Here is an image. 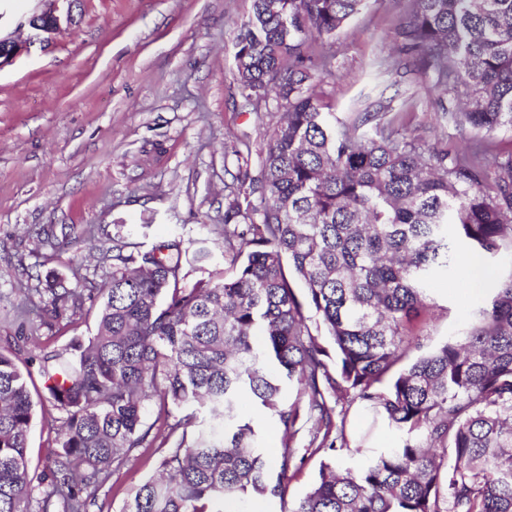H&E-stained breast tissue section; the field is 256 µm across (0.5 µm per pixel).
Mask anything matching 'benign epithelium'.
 Here are the masks:
<instances>
[{
    "label": "benign epithelium",
    "mask_w": 512,
    "mask_h": 512,
    "mask_svg": "<svg viewBox=\"0 0 512 512\" xmlns=\"http://www.w3.org/2000/svg\"><path fill=\"white\" fill-rule=\"evenodd\" d=\"M36 5L17 22V29L28 35L18 40L12 35L0 34V69L12 64L18 57L37 45L51 43L74 22L73 8L77 0H34Z\"/></svg>",
    "instance_id": "benign-epithelium-1"
}]
</instances>
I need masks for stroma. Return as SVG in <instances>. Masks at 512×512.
Instances as JSON below:
<instances>
[{
  "mask_svg": "<svg viewBox=\"0 0 512 512\" xmlns=\"http://www.w3.org/2000/svg\"><path fill=\"white\" fill-rule=\"evenodd\" d=\"M405 5L371 0L340 32L325 100L344 116L388 99L426 144L464 151L468 133L439 112L424 76L374 66L394 59ZM250 11L251 0H78L72 26L0 69V345L31 333L61 351L94 335L95 306L56 320L40 290L51 274L101 287L114 225L129 229V254L181 239L187 282L223 268L225 195L271 121L245 107L237 81L235 25ZM202 248L205 264L192 257ZM458 282L430 284L427 347L464 330L487 296ZM56 416L37 404L31 477L54 447ZM154 469L137 455L114 471L98 494L102 512H119Z\"/></svg>",
  "mask_w": 512,
  "mask_h": 512,
  "instance_id": "1",
  "label": "stroma"
}]
</instances>
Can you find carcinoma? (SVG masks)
<instances>
[{
    "instance_id": "obj_1",
    "label": "carcinoma",
    "mask_w": 512,
    "mask_h": 512,
    "mask_svg": "<svg viewBox=\"0 0 512 512\" xmlns=\"http://www.w3.org/2000/svg\"><path fill=\"white\" fill-rule=\"evenodd\" d=\"M368 5L252 0L238 81L246 105L277 121L258 172L228 194L224 270L185 282L175 239L113 256L102 288L48 280L54 317L95 299L97 328L39 358L62 417L36 487L29 373L0 348V512H93L114 470L163 447L159 476L121 512L284 503L301 424L322 460L288 512H512V270L433 349L412 326L462 248L512 256V159L495 176L486 162L512 131V0H407L399 25V54L448 96L441 108L471 135L467 152L394 134L401 112L325 111L313 42L336 39ZM347 395L401 433L380 450L356 438V469L336 465L347 438L328 407ZM244 398L283 429L276 457L241 415ZM153 399L177 411L174 423L147 422Z\"/></svg>"
}]
</instances>
